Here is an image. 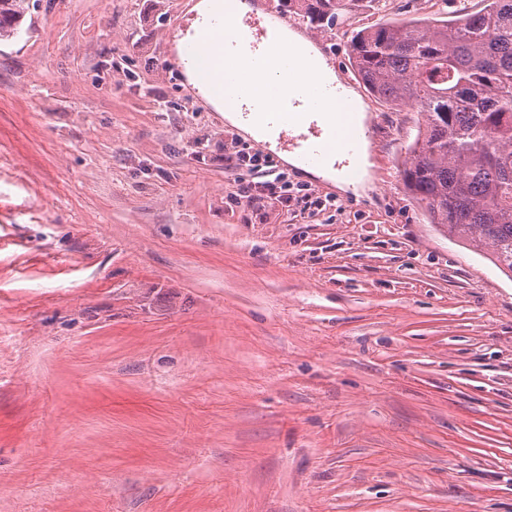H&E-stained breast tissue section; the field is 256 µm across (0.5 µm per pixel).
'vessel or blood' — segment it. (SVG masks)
Here are the masks:
<instances>
[{"label": "vessel or blood", "instance_id": "obj_1", "mask_svg": "<svg viewBox=\"0 0 512 512\" xmlns=\"http://www.w3.org/2000/svg\"><path fill=\"white\" fill-rule=\"evenodd\" d=\"M252 13L241 14L237 0H225L222 14L212 18L223 34L224 92L228 102L247 98L246 120L277 135L309 168H325L339 155L358 158L369 136L340 108L346 85L319 77L323 60L302 58L288 43V16L267 9L265 0H251ZM252 89L242 93L243 80Z\"/></svg>", "mask_w": 512, "mask_h": 512}]
</instances>
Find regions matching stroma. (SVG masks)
<instances>
[{
	"label": "stroma",
	"mask_w": 512,
	"mask_h": 512,
	"mask_svg": "<svg viewBox=\"0 0 512 512\" xmlns=\"http://www.w3.org/2000/svg\"><path fill=\"white\" fill-rule=\"evenodd\" d=\"M284 11L357 32L459 2ZM198 0H30L0 41V512H512V279L407 189L425 123L367 89L369 188L258 151L177 70ZM234 158L237 167L245 166L252 174L264 179L262 182H259V184H261L269 194L287 202H291V200L294 199L290 193H288V178L286 174L276 168L267 157L258 152H246L245 149L242 148L234 150L230 153V156H224V162H233Z\"/></svg>",
	"instance_id": "obj_1"
}]
</instances>
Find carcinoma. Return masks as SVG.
Returning a JSON list of instances; mask_svg holds the SVG:
<instances>
[{
    "label": "carcinoma",
    "mask_w": 512,
    "mask_h": 512,
    "mask_svg": "<svg viewBox=\"0 0 512 512\" xmlns=\"http://www.w3.org/2000/svg\"><path fill=\"white\" fill-rule=\"evenodd\" d=\"M335 23L357 0H309ZM446 23L415 20L351 40L362 83L426 118L403 170L430 223L463 244H486L512 278V0ZM29 0H0V40L17 35Z\"/></svg>",
    "instance_id": "obj_1"
}]
</instances>
